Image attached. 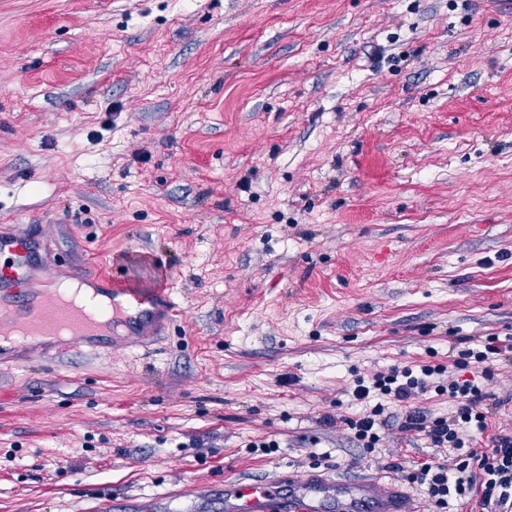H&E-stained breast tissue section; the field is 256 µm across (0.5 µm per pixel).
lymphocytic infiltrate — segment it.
Instances as JSON below:
<instances>
[{
	"mask_svg": "<svg viewBox=\"0 0 512 512\" xmlns=\"http://www.w3.org/2000/svg\"><path fill=\"white\" fill-rule=\"evenodd\" d=\"M446 371L442 364H422L418 368L391 367L375 374L371 381H358L354 400L372 401L369 412L346 424L355 439L368 451H375L379 432L386 426L385 401L406 409L402 429L423 434L436 448L450 451L448 460L431 461L409 473L410 483L423 488L435 512H449L453 502L477 500L482 512H512V435L492 437L489 449H474L473 435L485 432L488 414L484 403L487 392L475 381L452 380L447 385L454 409L448 416L412 406L416 396L431 391Z\"/></svg>",
	"mask_w": 512,
	"mask_h": 512,
	"instance_id": "f902f5d3",
	"label": "lymphocytic infiltrate"
}]
</instances>
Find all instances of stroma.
Here are the masks:
<instances>
[{
  "instance_id": "1",
  "label": "stroma",
  "mask_w": 512,
  "mask_h": 512,
  "mask_svg": "<svg viewBox=\"0 0 512 512\" xmlns=\"http://www.w3.org/2000/svg\"><path fill=\"white\" fill-rule=\"evenodd\" d=\"M7 224L182 316L147 345L10 349L0 512L404 483L446 449L394 403L375 451L345 423L393 366L482 379L490 447L512 432V0H0ZM488 336L489 378L454 367Z\"/></svg>"
}]
</instances>
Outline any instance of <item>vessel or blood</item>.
Masks as SVG:
<instances>
[{
  "label": "vessel or blood",
  "instance_id": "b4317fda",
  "mask_svg": "<svg viewBox=\"0 0 512 512\" xmlns=\"http://www.w3.org/2000/svg\"><path fill=\"white\" fill-rule=\"evenodd\" d=\"M39 244L24 225L0 230V256L10 265L0 270V344L51 337L47 360L87 350L99 351L103 336H134L153 341L167 335L180 314L170 288L144 293L122 285L115 275L83 279L95 295L86 307L60 299L57 276L38 259ZM167 499L102 498L97 512H165ZM226 512H421L418 501L401 486L378 478L337 482L311 473L305 479L281 476L279 482L235 480L224 484Z\"/></svg>",
  "mask_w": 512,
  "mask_h": 512
}]
</instances>
